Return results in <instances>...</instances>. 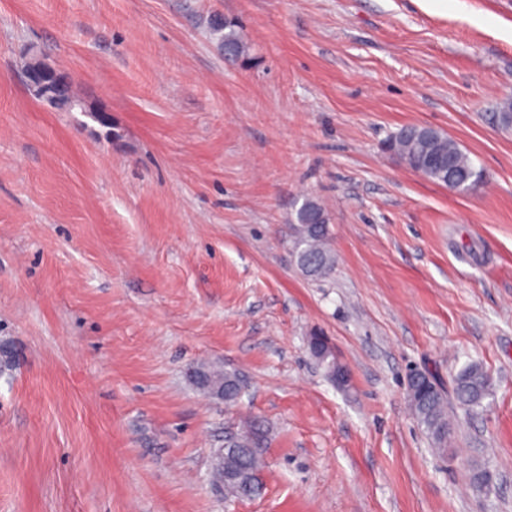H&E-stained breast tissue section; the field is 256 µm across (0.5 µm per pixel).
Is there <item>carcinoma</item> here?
I'll return each mask as SVG.
<instances>
[{
  "label": "carcinoma",
  "mask_w": 512,
  "mask_h": 512,
  "mask_svg": "<svg viewBox=\"0 0 512 512\" xmlns=\"http://www.w3.org/2000/svg\"><path fill=\"white\" fill-rule=\"evenodd\" d=\"M210 29L221 48L232 52L236 58L246 53V43L238 24L223 16L210 18ZM424 127L403 126L391 133L386 140L387 148L398 160L426 179L448 185L446 172L429 167L422 162L426 153L437 151L448 156L454 166L455 190L467 193L474 190L483 180L482 171L476 169L469 156L459 144L440 130L431 133V139L424 140ZM330 217L325 207L309 197L296 211L294 224L290 225L292 255L298 268L310 279L325 278L330 275L336 258L329 247ZM203 379L195 381L197 388L210 395L221 379L234 372L220 366L202 363L195 367ZM415 388L416 403L411 411L417 424L432 440L442 454L448 452V442L452 436V424L448 415V399L445 392L429 374L420 372L414 382H407ZM492 394L491 380L479 362L473 361L464 366L454 377L452 398L459 406L470 412L484 407V401ZM262 467L261 452L245 451L236 458L224 459V472H216L215 477L231 482V478L246 468Z\"/></svg>",
  "instance_id": "1"
}]
</instances>
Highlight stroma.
I'll return each mask as SVG.
<instances>
[{
    "instance_id": "1",
    "label": "stroma",
    "mask_w": 512,
    "mask_h": 512,
    "mask_svg": "<svg viewBox=\"0 0 512 512\" xmlns=\"http://www.w3.org/2000/svg\"><path fill=\"white\" fill-rule=\"evenodd\" d=\"M236 19L228 64L207 28ZM77 104L36 99L24 63ZM512 0H0V512H512ZM406 124L484 175L459 193L384 149ZM336 267L289 253L304 198ZM328 336L347 387L311 358ZM243 378L232 406L190 369ZM493 392L453 453L406 375ZM263 489L210 458L246 422ZM493 481H469L473 463ZM26 72L29 86L39 96L55 94L64 85L70 83L63 73L57 72L40 59L32 60ZM492 394L491 380L480 362H470L454 377L452 399L469 412L483 409ZM195 371L201 372L203 376V380H195V384L197 388L207 395L213 396V398L224 401V397H228L224 402L226 404L235 403L239 397L235 396V392H225L224 388L221 387L220 391L217 394L212 395L213 388L219 386L221 379L227 378L228 375H235V372L231 370H227L220 366L210 365L206 363H201L194 368Z\"/></svg>"
}]
</instances>
